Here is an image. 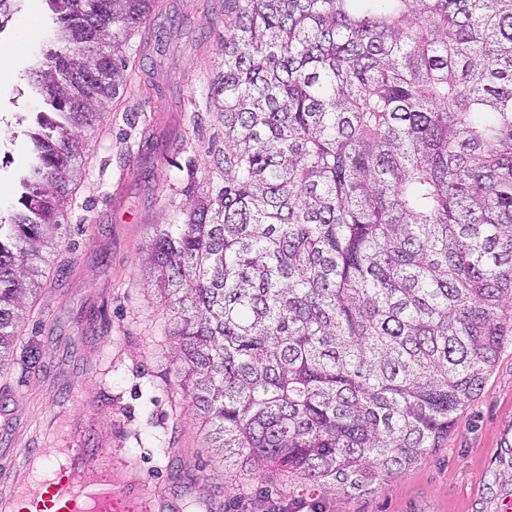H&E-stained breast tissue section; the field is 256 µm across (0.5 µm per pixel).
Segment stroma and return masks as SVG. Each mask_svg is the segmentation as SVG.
Masks as SVG:
<instances>
[{
	"label": "stroma",
	"mask_w": 512,
	"mask_h": 512,
	"mask_svg": "<svg viewBox=\"0 0 512 512\" xmlns=\"http://www.w3.org/2000/svg\"><path fill=\"white\" fill-rule=\"evenodd\" d=\"M54 24L39 0H22L0 46V214L17 204V175L30 159L24 117L39 111L27 73L49 48ZM149 33L126 43L128 85L84 142L66 228L46 253L50 276L27 314L30 376L0 392V494L35 447H61L69 424L88 428L128 468L126 478L164 488L181 512H497L512 497V343L447 447L374 492L310 497L268 474L240 488L238 469L207 449V432L177 385L174 323L143 282V249L156 224H179L188 191H212L224 124L210 102L222 65L224 17L214 0H161Z\"/></svg>",
	"instance_id": "stroma-1"
}]
</instances>
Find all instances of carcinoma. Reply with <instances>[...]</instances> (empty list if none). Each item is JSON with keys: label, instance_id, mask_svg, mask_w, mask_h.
<instances>
[{"label": "carcinoma", "instance_id": "carcinoma-1", "mask_svg": "<svg viewBox=\"0 0 512 512\" xmlns=\"http://www.w3.org/2000/svg\"><path fill=\"white\" fill-rule=\"evenodd\" d=\"M34 162L0 217V390L84 145L158 0H43ZM224 185L155 224L180 386L249 476L372 492L512 341V0H223Z\"/></svg>", "mask_w": 512, "mask_h": 512}]
</instances>
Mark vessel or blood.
Instances as JSON below:
<instances>
[{"instance_id": "obj_1", "label": "vessel or blood", "mask_w": 512, "mask_h": 512, "mask_svg": "<svg viewBox=\"0 0 512 512\" xmlns=\"http://www.w3.org/2000/svg\"><path fill=\"white\" fill-rule=\"evenodd\" d=\"M82 438V431H74L70 453L57 462L50 449H34L23 465L26 478L0 496V512H156L164 491L132 488L120 480L122 468L113 463L111 449Z\"/></svg>"}]
</instances>
